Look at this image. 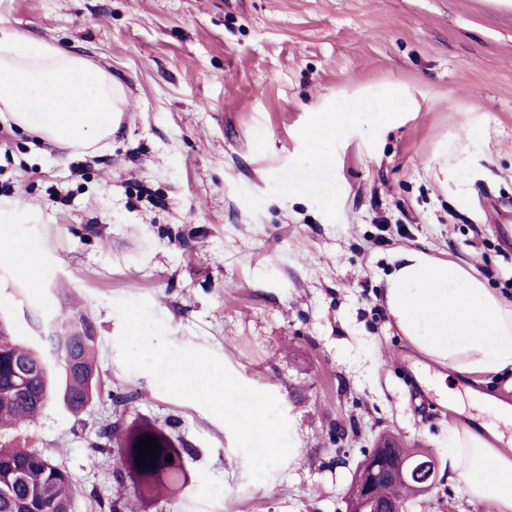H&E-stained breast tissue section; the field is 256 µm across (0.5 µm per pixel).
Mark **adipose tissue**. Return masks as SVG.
<instances>
[{
	"instance_id": "obj_1",
	"label": "adipose tissue",
	"mask_w": 512,
	"mask_h": 512,
	"mask_svg": "<svg viewBox=\"0 0 512 512\" xmlns=\"http://www.w3.org/2000/svg\"><path fill=\"white\" fill-rule=\"evenodd\" d=\"M127 98L112 74L56 43L0 28V122L58 148L108 147ZM387 282L388 309L410 343L447 368L434 385L456 397V379L512 373V301L505 300L458 263L420 250L400 252ZM490 417L483 431L448 429L445 465L464 494L492 512H512V450L504 426L512 403L472 392Z\"/></svg>"
}]
</instances>
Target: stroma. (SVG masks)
I'll use <instances>...</instances> for the list:
<instances>
[{
  "label": "stroma",
  "mask_w": 512,
  "mask_h": 512,
  "mask_svg": "<svg viewBox=\"0 0 512 512\" xmlns=\"http://www.w3.org/2000/svg\"><path fill=\"white\" fill-rule=\"evenodd\" d=\"M0 27L110 70L128 104L111 146L61 150L0 127V201L28 207L5 236L0 312L31 339L72 296L94 316L105 389L127 405L51 403L18 431L64 465L71 512H345L383 437L430 455L404 512H487L443 468L448 426L473 415L412 396L421 355L389 313L395 257L422 250L512 297V9L491 0H0ZM404 109L367 127L357 104ZM351 113L321 164L320 112ZM147 300L176 347L216 355L285 406L292 451L264 484L229 428L169 396L116 346L119 299ZM170 429L184 470L156 497L91 447L103 417ZM7 248L11 255L13 256L16 264L22 270L29 272L32 271L36 267V259L33 252L28 251L26 247L21 246L16 242H12L9 239L4 237H0V249Z\"/></svg>",
  "instance_id": "35a3bbf8"
}]
</instances>
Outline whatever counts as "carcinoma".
Wrapping results in <instances>:
<instances>
[{
  "instance_id": "carcinoma-1",
  "label": "carcinoma",
  "mask_w": 512,
  "mask_h": 512,
  "mask_svg": "<svg viewBox=\"0 0 512 512\" xmlns=\"http://www.w3.org/2000/svg\"><path fill=\"white\" fill-rule=\"evenodd\" d=\"M44 346L26 343L13 334L7 317L0 315V512H70L79 488L65 467L38 448H27L10 433L35 420L53 401L70 413H84L102 396L100 342L97 325L88 310L72 305L53 317ZM152 436L160 457L141 466L137 441ZM94 450L115 455L122 470L134 472L136 494L157 496L164 489L162 475L174 476L182 468L172 436L163 428L142 425L125 430L117 421L101 425ZM387 452L403 475L376 476L374 496L395 507L403 492L402 480L415 479L427 454L416 456L405 448Z\"/></svg>"
}]
</instances>
